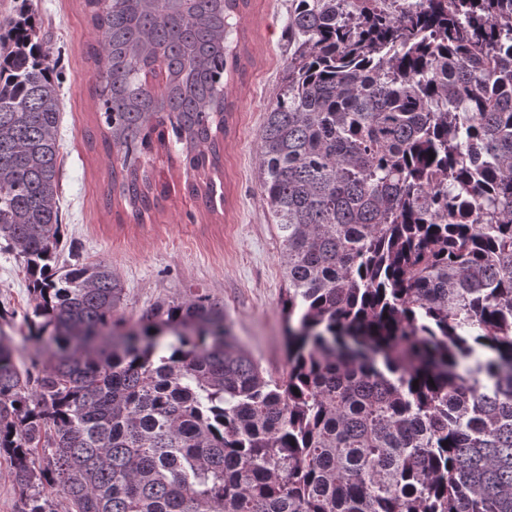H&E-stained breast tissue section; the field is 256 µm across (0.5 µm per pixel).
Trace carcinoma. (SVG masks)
<instances>
[{"label":"carcinoma","instance_id":"obj_1","mask_svg":"<svg viewBox=\"0 0 512 512\" xmlns=\"http://www.w3.org/2000/svg\"><path fill=\"white\" fill-rule=\"evenodd\" d=\"M83 4L107 153L168 125L219 171L248 0ZM287 25L258 151L273 378L208 295L128 326L112 266L53 265L59 86L29 21H0V238L42 319L32 347L0 336L18 512H52L45 486L68 512H512V0H292ZM112 189L139 219L165 194L125 161Z\"/></svg>","mask_w":512,"mask_h":512}]
</instances>
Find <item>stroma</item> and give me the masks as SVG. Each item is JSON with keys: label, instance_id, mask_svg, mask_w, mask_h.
<instances>
[{"label": "stroma", "instance_id": "obj_1", "mask_svg": "<svg viewBox=\"0 0 512 512\" xmlns=\"http://www.w3.org/2000/svg\"><path fill=\"white\" fill-rule=\"evenodd\" d=\"M289 3L249 0L227 40L241 53L244 70L229 84L233 112L214 178L223 204L210 212L187 193L180 147L173 143L140 157L168 191L158 210L139 223L124 201L107 195L111 167L121 156L88 141L104 124L87 58L98 35L82 0H0V21L28 17L43 39L62 95L59 263H110L123 290L115 315L130 324L156 303L205 292L223 302L241 346L275 378L288 368L282 309L287 283L277 231L258 186V135L288 60ZM32 305L23 263L0 239V335L27 344Z\"/></svg>", "mask_w": 512, "mask_h": 512}]
</instances>
